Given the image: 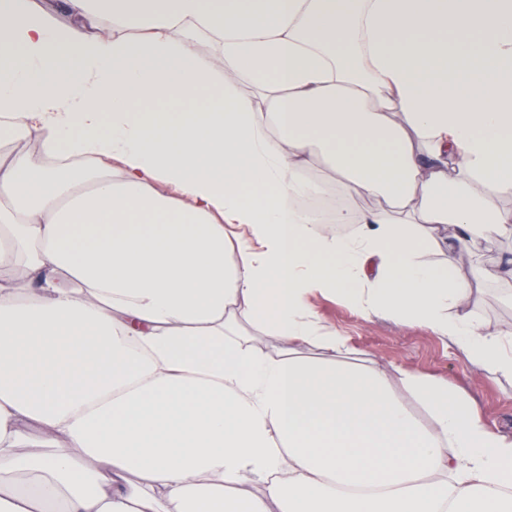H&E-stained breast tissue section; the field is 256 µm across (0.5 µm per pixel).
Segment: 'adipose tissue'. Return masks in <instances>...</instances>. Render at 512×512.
Segmentation results:
<instances>
[{
  "instance_id": "1",
  "label": "adipose tissue",
  "mask_w": 512,
  "mask_h": 512,
  "mask_svg": "<svg viewBox=\"0 0 512 512\" xmlns=\"http://www.w3.org/2000/svg\"><path fill=\"white\" fill-rule=\"evenodd\" d=\"M507 67L512 0H0V512H512V437L306 303L512 381L456 273L512 239Z\"/></svg>"
}]
</instances>
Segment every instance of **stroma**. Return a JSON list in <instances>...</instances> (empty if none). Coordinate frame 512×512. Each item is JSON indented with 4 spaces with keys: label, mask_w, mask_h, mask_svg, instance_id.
<instances>
[{
    "label": "stroma",
    "mask_w": 512,
    "mask_h": 512,
    "mask_svg": "<svg viewBox=\"0 0 512 512\" xmlns=\"http://www.w3.org/2000/svg\"><path fill=\"white\" fill-rule=\"evenodd\" d=\"M512 257V240L497 242L478 259L461 257L457 270L471 280V307L485 332L512 322V281L477 278V267L493 268ZM308 303L323 324L349 340L350 346L386 371L400 367L422 375L442 377L468 396L483 412L490 428L512 435V383L483 376L462 362L447 337L424 327L361 316L339 298L315 292Z\"/></svg>",
    "instance_id": "obj_1"
}]
</instances>
